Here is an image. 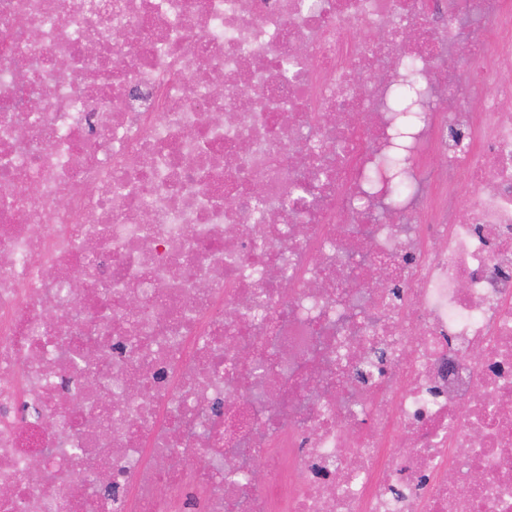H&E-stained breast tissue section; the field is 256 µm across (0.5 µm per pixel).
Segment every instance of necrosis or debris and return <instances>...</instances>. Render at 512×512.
I'll use <instances>...</instances> for the list:
<instances>
[{
  "instance_id": "1",
  "label": "necrosis or debris",
  "mask_w": 512,
  "mask_h": 512,
  "mask_svg": "<svg viewBox=\"0 0 512 512\" xmlns=\"http://www.w3.org/2000/svg\"><path fill=\"white\" fill-rule=\"evenodd\" d=\"M507 70L512 0H0V512H512ZM419 70L418 62L406 64L405 61H400L397 77L401 83L391 105V112H398L396 126L400 131H406L418 120L415 112L420 111L413 104L421 96L420 87L415 80V74Z\"/></svg>"
}]
</instances>
